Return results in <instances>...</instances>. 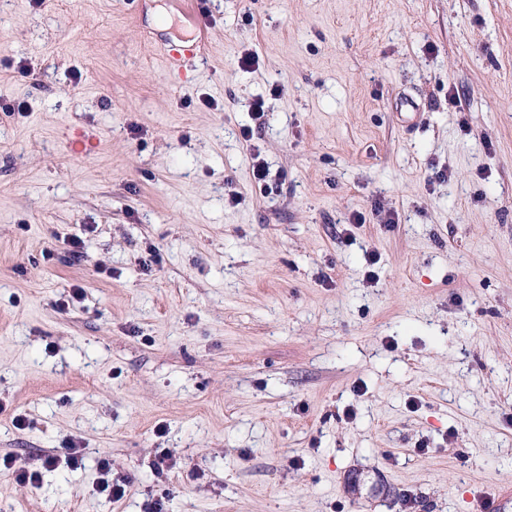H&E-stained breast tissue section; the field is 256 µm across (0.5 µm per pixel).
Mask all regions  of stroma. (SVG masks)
<instances>
[{"instance_id": "obj_1", "label": "stroma", "mask_w": 512, "mask_h": 512, "mask_svg": "<svg viewBox=\"0 0 512 512\" xmlns=\"http://www.w3.org/2000/svg\"><path fill=\"white\" fill-rule=\"evenodd\" d=\"M202 35L171 77L163 43ZM1 102L0 456L86 459L0 470V512L512 489V0H0ZM36 461L31 463L17 455H5L0 458V470L11 471L17 483L37 489L40 486L41 470H53L62 465L71 470L81 469L84 466L83 448L72 441L65 448L44 453ZM100 474V486L103 491H108V496L113 501L123 499L129 490L127 478H112V461L109 458H102L98 462Z\"/></svg>"}]
</instances>
